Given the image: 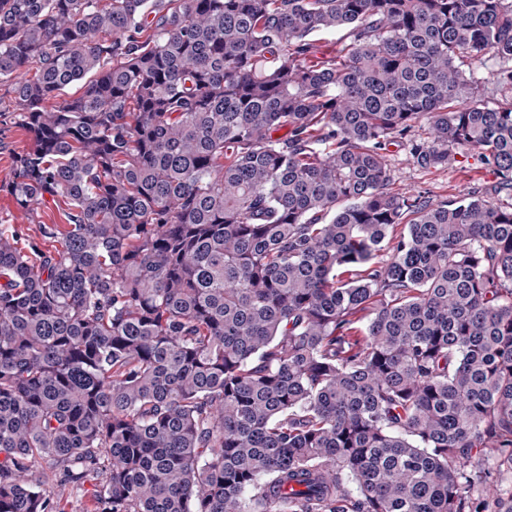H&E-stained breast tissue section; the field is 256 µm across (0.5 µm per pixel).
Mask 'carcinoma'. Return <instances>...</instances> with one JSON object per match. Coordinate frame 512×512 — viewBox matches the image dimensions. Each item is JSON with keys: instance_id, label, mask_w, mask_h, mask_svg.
Listing matches in <instances>:
<instances>
[{"instance_id": "cac0c4a2", "label": "carcinoma", "mask_w": 512, "mask_h": 512, "mask_svg": "<svg viewBox=\"0 0 512 512\" xmlns=\"http://www.w3.org/2000/svg\"><path fill=\"white\" fill-rule=\"evenodd\" d=\"M486 54L512 94V0H0L11 192L67 205L0 227V512H60L51 475L95 512H512ZM420 119L413 162L472 152L494 193L391 192ZM348 29L321 32L314 35L311 39L314 44V53L312 59L328 57L336 53L338 42L346 38ZM467 74L470 73L479 87L485 92V98L498 102L496 75L500 68V62L492 55H486L480 61L463 67ZM0 135V218L6 224L15 225L31 236L39 234L41 224H64L65 205L61 199L56 202L51 197L32 213L17 206L14 198L6 191L5 186L12 180L13 158L27 151L31 146L27 131L16 125L2 126ZM5 189V190H2ZM59 200V201H58Z\"/></svg>"}]
</instances>
